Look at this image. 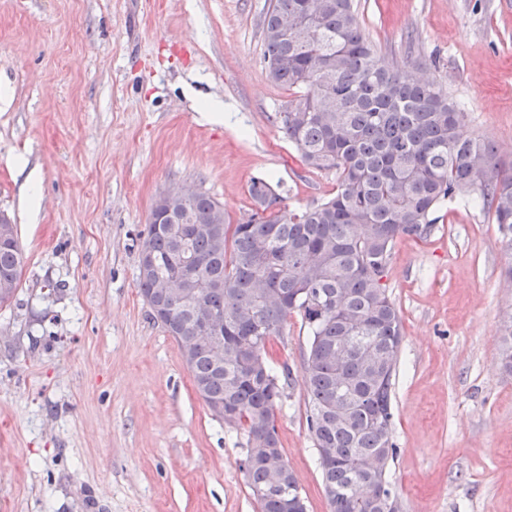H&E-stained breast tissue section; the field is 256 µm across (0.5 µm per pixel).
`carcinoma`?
<instances>
[{
  "mask_svg": "<svg viewBox=\"0 0 512 512\" xmlns=\"http://www.w3.org/2000/svg\"><path fill=\"white\" fill-rule=\"evenodd\" d=\"M268 77L288 91V109L271 120L316 170L336 173V191L288 218L283 197L264 178L249 194L254 212L233 224L203 193L185 202L159 197L139 245L137 283L150 317L178 346L195 389L212 415L245 438L239 469L260 512H307L292 471L275 478L265 457H280L276 411L285 383L268 345L288 316L308 335L302 382L307 428L317 450L330 512H400L389 488L392 387L402 321L383 284L403 237L425 239L445 201L476 196L512 240V169L493 144L469 139L465 117L442 89L410 64L387 67L363 32L355 0H270L261 24ZM0 236V306L21 283L16 225ZM192 269L188 288L224 332L215 360L193 306H180L159 284ZM499 359L512 376V314L501 321ZM373 484V509L356 492Z\"/></svg>",
  "mask_w": 512,
  "mask_h": 512,
  "instance_id": "cac0c4a2",
  "label": "carcinoma"
}]
</instances>
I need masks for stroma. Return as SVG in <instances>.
Returning a JSON list of instances; mask_svg holds the SVG:
<instances>
[{"instance_id": "35a3bbf8", "label": "stroma", "mask_w": 512, "mask_h": 512, "mask_svg": "<svg viewBox=\"0 0 512 512\" xmlns=\"http://www.w3.org/2000/svg\"><path fill=\"white\" fill-rule=\"evenodd\" d=\"M387 66L411 62L512 165V0H356ZM269 0H0V213L23 275L0 308V512H259L242 435L194 390L139 294L155 199L190 186L232 221L252 178L282 215L336 190L270 116ZM218 102L223 116L205 114ZM428 238L393 246L384 284L403 327L389 480L404 512H512V245L479 205L442 204ZM308 336L273 345L288 376L282 453L307 512H329L307 430ZM501 344L499 359L503 373L512 376V314L501 321Z\"/></svg>"}]
</instances>
